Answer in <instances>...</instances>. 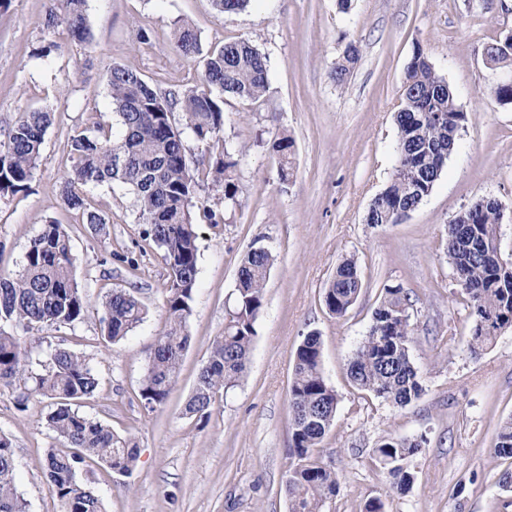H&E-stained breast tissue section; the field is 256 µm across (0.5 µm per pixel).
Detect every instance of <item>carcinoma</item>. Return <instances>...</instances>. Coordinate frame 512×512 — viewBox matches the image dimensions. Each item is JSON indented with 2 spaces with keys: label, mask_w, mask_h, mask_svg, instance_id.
Masks as SVG:
<instances>
[{
  "label": "carcinoma",
  "mask_w": 512,
  "mask_h": 512,
  "mask_svg": "<svg viewBox=\"0 0 512 512\" xmlns=\"http://www.w3.org/2000/svg\"><path fill=\"white\" fill-rule=\"evenodd\" d=\"M220 13L244 10L250 0H211ZM43 27L63 29L80 43L90 38L86 0H49ZM174 50L202 63L200 86L161 92L141 75L121 65L112 66L109 95L119 117V131L99 122L90 130L70 136V168L61 186L63 203L82 214L85 223L101 229L106 218L91 208L88 187L118 183L136 199L143 237L162 253L169 281L166 309L169 329L154 344L140 387L145 407L164 404L175 385L184 352L190 344V302L198 278L197 210L204 220L217 223L216 214L197 205L199 183L187 159V147L171 115L183 114L194 141L208 152L212 189L234 202L237 161L227 149L212 151L224 126V97L241 102L260 99L269 86V63L247 39L217 44L203 50L188 23L175 29ZM360 50L349 44L336 62L332 79L345 83ZM487 55L496 63L512 61V44L498 42ZM52 112L37 109L18 112L0 126V199L26 193L40 161ZM466 113L448 82L418 48L407 64L400 108L397 166L390 182L372 200L368 224H397L401 215L415 210L432 192L448 159L456 151ZM281 182L289 180L293 141L284 135L273 141ZM498 202H486L460 212L447 228L446 255L457 285L468 295L473 331L470 347L478 352L493 343L498 333L512 329V262L501 256ZM77 258L71 238L60 224L49 222L31 240L22 269L0 274V386L19 391L17 407L23 411L33 396L53 401L47 422L63 449H52L44 464L45 479L61 504L60 512H103L101 498L77 480L89 461L118 477L133 474L138 448L109 426L78 413L76 406L94 396L98 378L90 361L64 347L50 354L43 372L30 367V350L18 330L73 327L87 318L88 303L75 277ZM274 264L264 247L250 249L237 272L234 307L228 313L224 334L214 338L206 362L184 407L190 417L209 418L217 397L246 373L256 336L255 323L264 307V286ZM363 288L357 263L344 259L324 291V304L336 317L345 316ZM102 336L116 343L142 324L146 310L135 292L114 289L101 303ZM411 295L400 285L382 289L372 313V323L348 367L351 383L394 405L405 407L423 393L422 377L415 367L410 345L416 331L411 318ZM339 399L322 370L320 336H306L295 354L289 390L292 456L285 481L288 512H323L326 500L338 492L336 471L319 461L320 447L337 413ZM422 442L387 437L371 450L370 459L387 469L393 483L407 490L415 475L404 461L417 455ZM493 453L509 461L498 478L499 486L512 490V416L497 433ZM0 512H27L17 491L15 461L9 439L0 434Z\"/></svg>",
  "instance_id": "cac0c4a2"
}]
</instances>
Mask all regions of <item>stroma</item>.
<instances>
[{"mask_svg": "<svg viewBox=\"0 0 512 512\" xmlns=\"http://www.w3.org/2000/svg\"><path fill=\"white\" fill-rule=\"evenodd\" d=\"M48 6V0H11L0 9V117L45 106L53 113L29 193L0 205V271L21 270L46 222L61 224L72 239L90 314L71 329L30 330L26 340L37 367L56 344L85 356L99 388L79 413L139 448L129 478L95 462L81 471L105 512H288V390L296 349L311 331L320 335L323 373L339 397L317 450L339 480L324 512H363L374 497L385 512H504L512 493L498 485L506 464L492 448L501 421L512 415V329L487 349L471 351L472 319L448 265L446 229L476 201L496 198L504 212L501 253L512 260V104L492 93L505 65L486 62L487 47L512 31V0H352L345 13L337 0H252L236 14L216 12L210 0H86V43L60 30L46 32ZM180 21L190 23L205 48L249 39L267 57L270 80L254 103L224 100L220 137L240 155L237 201L202 195L220 222L198 224L191 342L176 385L151 411L139 390L152 347L169 328L161 253L143 239L127 189H88L108 219L101 232L64 205L60 190L70 135L94 119L118 120L108 94L110 65L135 70L161 91L199 85L198 63L172 48ZM351 42L360 58L339 85L331 73ZM47 44L51 54L40 56ZM418 48L455 91L467 120L431 194L400 223L373 226L365 215L397 165L394 116ZM283 135L294 142L286 183L270 149ZM258 246L275 262L248 371L207 420L183 416L211 344L224 331L241 260ZM113 251L135 258L136 266L109 261ZM350 256L363 288L339 318L326 309L323 293L337 264ZM397 284L414 299L410 354L424 387L402 408L358 391L347 376L381 289ZM114 288L135 289L147 315L113 345L101 337L97 310ZM16 399L15 390L0 388V433L12 444L17 489L28 512H60L43 473L54 444L46 423L51 402L35 397L21 411ZM389 435L424 442L410 462L416 480L406 492L370 460L372 448Z\"/></svg>", "mask_w": 512, "mask_h": 512, "instance_id": "35a3bbf8", "label": "stroma"}]
</instances>
